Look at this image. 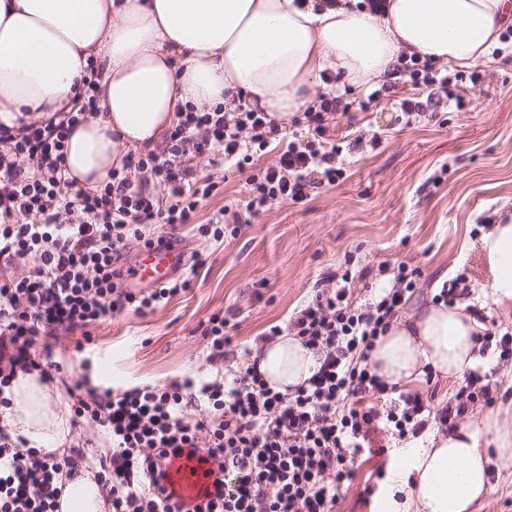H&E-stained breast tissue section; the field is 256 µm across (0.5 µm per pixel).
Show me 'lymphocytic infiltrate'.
<instances>
[{
	"label": "lymphocytic infiltrate",
	"mask_w": 512,
	"mask_h": 512,
	"mask_svg": "<svg viewBox=\"0 0 512 512\" xmlns=\"http://www.w3.org/2000/svg\"><path fill=\"white\" fill-rule=\"evenodd\" d=\"M396 74L416 86L460 100L458 76L442 73L417 53L397 59ZM351 109L343 96L321 94L293 118L288 143L274 163L252 162L283 134L269 113L238 105H185L165 145L127 155L122 168L93 191L64 175L65 144L85 115L101 110L94 72H87L68 111L46 122L0 123V406L16 370H38L53 380L61 365L31 349L63 329L85 331L131 310L147 314L190 285L206 258L192 252L183 273L152 288H125L131 247L174 246L181 225L196 224L202 202L220 187L200 178L192 159L234 166L246 176L245 205L228 204L204 224L201 238L237 236L276 201L307 200L313 190L347 175L341 143L330 132ZM167 187V195L155 186ZM27 268H19V261ZM419 269L398 264L393 284L371 302L353 305L351 272L329 273L326 288L298 310L286 327L318 357L313 375L292 392L270 387L248 362L232 376L123 391L74 383L76 418L109 439V466L100 473L112 512H335L337 491L358 453L383 430L404 439L428 422L455 427L466 404L436 409L419 393L387 383L368 365L369 352L415 292ZM389 397V406L375 399ZM203 412H196L197 403ZM200 457L215 480L200 504L173 500L170 469L181 457ZM75 455L40 453L0 424V512H55L58 482L77 472Z\"/></svg>",
	"instance_id": "obj_1"
}]
</instances>
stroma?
<instances>
[{
    "instance_id": "35a3bbf8",
    "label": "stroma",
    "mask_w": 512,
    "mask_h": 512,
    "mask_svg": "<svg viewBox=\"0 0 512 512\" xmlns=\"http://www.w3.org/2000/svg\"><path fill=\"white\" fill-rule=\"evenodd\" d=\"M480 89L463 104L429 100L428 88L399 78L393 96L361 111L367 89L349 93L353 106L337 138L361 139L341 184L316 190L302 204L276 202L236 238L201 242L193 225L180 233L184 248L204 251L205 265L170 303L147 315L125 312L92 326V341L76 352V337L61 335L56 360L60 379L99 372L109 385L165 386L205 379L241 364L242 347H256L274 324H286L311 299L322 278L351 270L352 300L386 288L379 265L405 262L422 277L407 311L432 300L442 281L465 275L468 288L491 278L480 237L512 212V60L481 66ZM424 102L411 125L402 100ZM377 147H370L371 137ZM234 322V344L223 366L207 358L202 324L216 311ZM389 456L355 458L341 487L336 512H368L369 487L377 486Z\"/></svg>"
}]
</instances>
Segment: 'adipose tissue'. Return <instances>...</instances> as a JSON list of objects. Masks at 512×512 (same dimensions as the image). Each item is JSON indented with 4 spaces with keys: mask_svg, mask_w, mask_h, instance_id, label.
<instances>
[{
    "mask_svg": "<svg viewBox=\"0 0 512 512\" xmlns=\"http://www.w3.org/2000/svg\"><path fill=\"white\" fill-rule=\"evenodd\" d=\"M0 0V122L47 121L74 98L87 62L101 70L102 112L66 144L65 174L80 187L108 181L134 151L151 149L178 106L238 101L288 125L316 91L373 86L398 56L418 53L460 67L490 62L512 24V0ZM481 248L492 277L476 298L432 303L398 317L368 363L390 383L415 386L427 371L460 378L478 362L484 325L475 307L512 311V216L490 225ZM317 367L299 337L261 349L257 368L279 391ZM0 410L13 435L41 453L71 441V411L57 382L17 371ZM512 467V398L481 424L429 431L400 449L369 512H473L492 486V466ZM64 512H103L101 486L84 469L61 486Z\"/></svg>",
    "mask_w": 512,
    "mask_h": 512,
    "instance_id": "obj_1",
    "label": "adipose tissue"
}]
</instances>
